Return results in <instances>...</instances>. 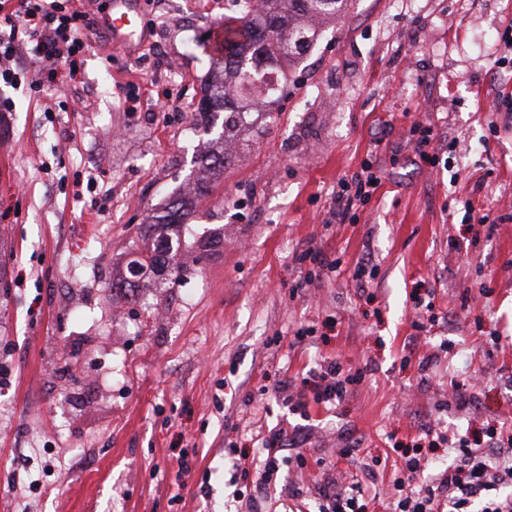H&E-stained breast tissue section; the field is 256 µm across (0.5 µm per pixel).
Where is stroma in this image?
Here are the masks:
<instances>
[{"label": "stroma", "mask_w": 512, "mask_h": 512, "mask_svg": "<svg viewBox=\"0 0 512 512\" xmlns=\"http://www.w3.org/2000/svg\"><path fill=\"white\" fill-rule=\"evenodd\" d=\"M223 18L224 0H145L135 54L97 32L76 78L0 89V512H224L228 443L252 483L282 429L304 459H283L279 485L312 512L327 475L347 482L390 442L448 427L480 448L512 424V111L493 105L512 96V0H349L321 22L276 118L192 199L181 281L140 275L147 308L119 289L145 226L223 149L192 122L197 43ZM425 126L436 165L415 149ZM366 162L376 191L330 222ZM312 250L341 276H313ZM418 299L437 314L421 331ZM334 356L366 371L335 407L306 420L271 393ZM472 375L471 400L449 401Z\"/></svg>", "instance_id": "stroma-1"}]
</instances>
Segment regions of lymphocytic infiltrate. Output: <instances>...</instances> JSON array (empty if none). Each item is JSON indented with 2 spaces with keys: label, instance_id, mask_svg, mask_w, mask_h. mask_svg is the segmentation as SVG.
<instances>
[{
  "label": "lymphocytic infiltrate",
  "instance_id": "lymphocytic-infiltrate-1",
  "mask_svg": "<svg viewBox=\"0 0 512 512\" xmlns=\"http://www.w3.org/2000/svg\"><path fill=\"white\" fill-rule=\"evenodd\" d=\"M91 26L88 12L74 0H17L13 6L0 0V83L15 85L27 75L30 90L39 91L57 82L56 65L60 62L67 63L69 77H76L88 47L82 33ZM375 179L368 164L355 176L341 179L333 217H344L367 197ZM364 377L363 369L328 358L307 378L309 394H291L288 380L278 381L274 391L289 394L292 413L304 418L309 402L334 406ZM437 439L453 460L448 467L430 474L425 483L420 477L427 472L432 456L400 449V475L393 483L391 512H512V495L501 493L503 485L512 483V448L498 447L493 435L484 452L471 448L468 439L457 434L443 432ZM367 495L359 480L343 487L327 480L318 492L317 512H367Z\"/></svg>",
  "mask_w": 512,
  "mask_h": 512
}]
</instances>
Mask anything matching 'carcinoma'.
<instances>
[{
    "label": "carcinoma",
    "mask_w": 512,
    "mask_h": 512,
    "mask_svg": "<svg viewBox=\"0 0 512 512\" xmlns=\"http://www.w3.org/2000/svg\"><path fill=\"white\" fill-rule=\"evenodd\" d=\"M230 14L224 20L237 25L224 38V55L212 60L214 75L204 87V96L196 120L206 122L213 112L224 113L219 138L239 136L252 112L267 113V107L282 95L280 75L285 67L296 66L314 41L317 30L312 19L334 17L342 12L346 0H228ZM230 159L223 154L208 156L203 164L213 179L224 175ZM187 201L173 200L164 214L153 218L148 228L156 239V247L129 263L131 276L158 263L169 269L171 283L180 277L175 258L180 241L170 238L166 228L184 223Z\"/></svg>",
    "instance_id": "obj_1"
}]
</instances>
